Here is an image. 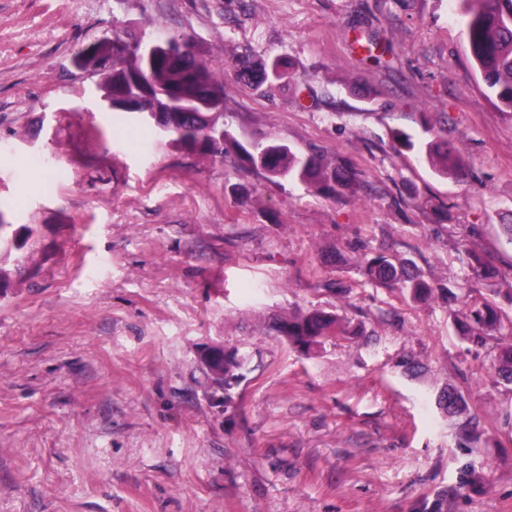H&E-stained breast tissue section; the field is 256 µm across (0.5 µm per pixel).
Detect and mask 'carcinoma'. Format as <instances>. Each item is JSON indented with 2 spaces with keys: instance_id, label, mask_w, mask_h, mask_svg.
<instances>
[{
  "instance_id": "1",
  "label": "carcinoma",
  "mask_w": 512,
  "mask_h": 512,
  "mask_svg": "<svg viewBox=\"0 0 512 512\" xmlns=\"http://www.w3.org/2000/svg\"><path fill=\"white\" fill-rule=\"evenodd\" d=\"M464 33L468 41L471 59L484 77V83L492 97L512 116V0H460ZM92 71L105 74L102 91L119 93L131 81L140 78L142 68L135 53L118 51L112 56V68L102 69L98 63H89ZM283 75V62L274 58L260 62L250 70V85L258 89L270 80ZM149 87L151 102L166 104V96L172 92L190 94L194 90L192 71L179 66L167 65L150 72ZM224 122V104L215 112L192 114L184 122L176 124L170 131L184 149L224 156L225 146L211 140L207 128ZM273 148L276 154L272 159V170L268 179H279L303 185L317 186L327 197L336 198L353 188L356 175L341 167L328 168L315 153H298L289 146L275 141L257 144L253 150H244L245 159L257 165V154L266 148ZM394 148L398 151H417L426 157L442 174L448 173V164L453 161V146L448 142L430 141L422 143L399 131L395 136ZM467 263L472 271L482 276L486 274L488 263L478 251L465 250ZM360 270L365 278L376 285L398 288L406 292L415 302H428L435 297L437 289L429 282L411 275L403 263L379 254L360 262ZM277 335L287 339L290 347L309 353L319 348L327 340L337 336L351 337L358 331L350 326L340 314L327 312L322 308L300 310L281 318L276 324ZM458 335L464 341L479 345L500 335L512 337V316L485 300L470 308L466 321L459 325ZM245 358L236 352L224 355V377L209 374L214 387L224 391L225 398L231 399L230 390L243 378ZM492 369L497 378L512 382V342L503 346L495 356ZM448 413L455 414L464 408V397L455 388L445 390L439 396Z\"/></svg>"
}]
</instances>
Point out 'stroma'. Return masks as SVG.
Masks as SVG:
<instances>
[{"mask_svg": "<svg viewBox=\"0 0 512 512\" xmlns=\"http://www.w3.org/2000/svg\"><path fill=\"white\" fill-rule=\"evenodd\" d=\"M112 33L188 35L225 72L237 148L146 145L96 111L71 58ZM242 57L285 74L249 88ZM427 125L458 149L448 176L393 147ZM270 139L352 168L354 190L267 179L242 150ZM32 155L65 170L59 191ZM0 216L20 242L0 251V512H512V383L491 376L497 340L457 332L512 289V120L459 0H0ZM379 253L435 298L369 283ZM313 307L362 336L293 350L273 320ZM213 345L247 360L231 393L200 360Z\"/></svg>", "mask_w": 512, "mask_h": 512, "instance_id": "stroma-1", "label": "stroma"}]
</instances>
